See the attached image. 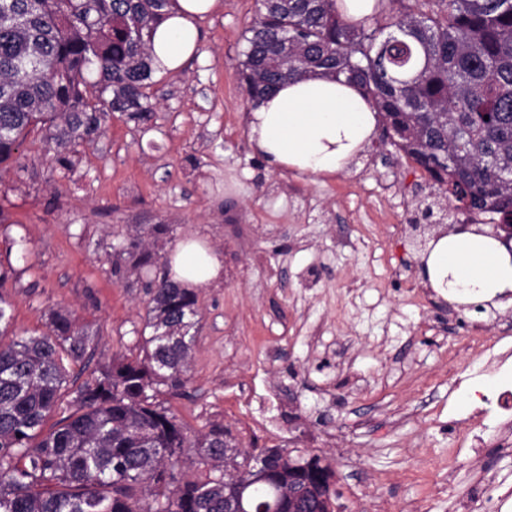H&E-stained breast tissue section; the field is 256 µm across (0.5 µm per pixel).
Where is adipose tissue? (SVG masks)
Returning <instances> with one entry per match:
<instances>
[{
    "instance_id": "1",
    "label": "adipose tissue",
    "mask_w": 512,
    "mask_h": 512,
    "mask_svg": "<svg viewBox=\"0 0 512 512\" xmlns=\"http://www.w3.org/2000/svg\"><path fill=\"white\" fill-rule=\"evenodd\" d=\"M221 6L222 0H171L151 41L158 72L179 71L198 55L197 22ZM378 122L375 106L357 84L317 73L285 82L253 102L249 140L274 169L331 177L354 161ZM171 265L174 279L190 289L216 280L222 268L219 254L200 240L179 243ZM426 274L430 287L453 302L512 304V254L492 236H442L428 253Z\"/></svg>"
}]
</instances>
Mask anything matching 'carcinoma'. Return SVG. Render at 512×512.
Masks as SVG:
<instances>
[{
	"mask_svg": "<svg viewBox=\"0 0 512 512\" xmlns=\"http://www.w3.org/2000/svg\"><path fill=\"white\" fill-rule=\"evenodd\" d=\"M399 2L367 31L336 0H262L238 81L254 100L319 70L345 75L373 101L385 139L447 187L455 208L512 224V0ZM168 4L0 0V165L38 129L58 147L96 140L107 95L112 111L149 123L150 45ZM116 257L140 272L157 260L139 234ZM12 272L0 265V512H224V425L192 441L150 395L186 382L196 292L157 277L143 356L113 359L47 430L67 366L93 338L56 310L47 332L4 341L14 315L1 289ZM187 451L208 473L177 472ZM304 462L267 449V482L246 490L253 510L288 512L277 488Z\"/></svg>",
	"mask_w": 512,
	"mask_h": 512,
	"instance_id": "1",
	"label": "carcinoma"
}]
</instances>
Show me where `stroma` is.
I'll return each instance as SVG.
<instances>
[{
    "label": "stroma",
    "mask_w": 512,
    "mask_h": 512,
    "mask_svg": "<svg viewBox=\"0 0 512 512\" xmlns=\"http://www.w3.org/2000/svg\"><path fill=\"white\" fill-rule=\"evenodd\" d=\"M223 2L198 23L202 57L150 87L149 124L105 102L104 132L72 147V169L40 130L0 169L16 333L74 312L95 341L69 365L70 390L113 358L138 357L149 297L113 248L136 228L168 225L145 239L159 256L154 275L192 237L223 263L197 292L188 381L156 397L189 436L219 423L247 449L319 455L341 512H462L484 477L506 499L498 512H512V452L500 446L512 411L487 419L448 465L474 409L455 374L484 361L465 338L512 326V307L449 304L425 282L411 229L428 206L447 225L466 212L449 210L445 191L379 134L336 177L273 170L250 146L251 103L237 80L261 2Z\"/></svg>",
    "instance_id": "1"
}]
</instances>
